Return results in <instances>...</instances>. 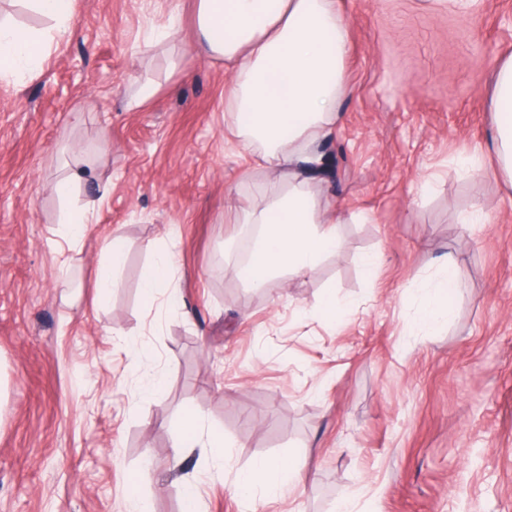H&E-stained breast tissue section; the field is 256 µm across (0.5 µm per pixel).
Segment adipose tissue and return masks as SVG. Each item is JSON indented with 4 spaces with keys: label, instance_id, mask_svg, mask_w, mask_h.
<instances>
[{
    "label": "adipose tissue",
    "instance_id": "adipose-tissue-1",
    "mask_svg": "<svg viewBox=\"0 0 512 512\" xmlns=\"http://www.w3.org/2000/svg\"><path fill=\"white\" fill-rule=\"evenodd\" d=\"M50 18L48 31H29L0 21V80L35 70L49 56L56 36L67 32L73 0H31ZM198 56L223 62L233 78L227 111L238 118L239 145L261 157L270 174L258 200L238 207L242 224L259 225L249 259L236 274L248 287L261 289L276 278L306 276L343 247L337 227L353 216L328 206L312 190L325 166L323 146L341 117L347 91L345 58L349 26L342 0H197ZM512 57L495 71L490 110L496 175L512 181ZM79 174L57 184L65 207L69 243L78 247L91 223L89 211L76 208ZM173 246L158 248L146 267L142 295L146 303L170 296L175 281ZM456 267L446 262L425 295L417 326L433 327L448 312L456 288ZM300 465L260 458L237 478L238 490L266 503L310 481Z\"/></svg>",
    "mask_w": 512,
    "mask_h": 512
}]
</instances>
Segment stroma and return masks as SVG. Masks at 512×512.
Here are the masks:
<instances>
[{
    "instance_id": "35a3bbf8",
    "label": "stroma",
    "mask_w": 512,
    "mask_h": 512,
    "mask_svg": "<svg viewBox=\"0 0 512 512\" xmlns=\"http://www.w3.org/2000/svg\"><path fill=\"white\" fill-rule=\"evenodd\" d=\"M343 4L348 92L324 189L369 219L339 225L344 246L315 274L261 290L226 245L255 236L231 207L266 170L242 177L230 78L194 52L196 0H74L41 68L0 80V512H127L133 483L154 512H181L188 481L199 512H244L236 477L259 457L313 476L260 512H336L345 496L355 512H512V184L486 156L459 169L487 145L512 0ZM173 16L176 35L150 46ZM147 81L158 92L129 109ZM90 157L95 221L73 252L55 183ZM476 203L485 223H458ZM116 236L123 277L102 295ZM170 243L177 294L146 305L142 270ZM450 256L447 320L411 330ZM330 287L348 310L335 321L316 312ZM157 371L164 392L145 398ZM191 415L223 435V459H175Z\"/></svg>"
}]
</instances>
